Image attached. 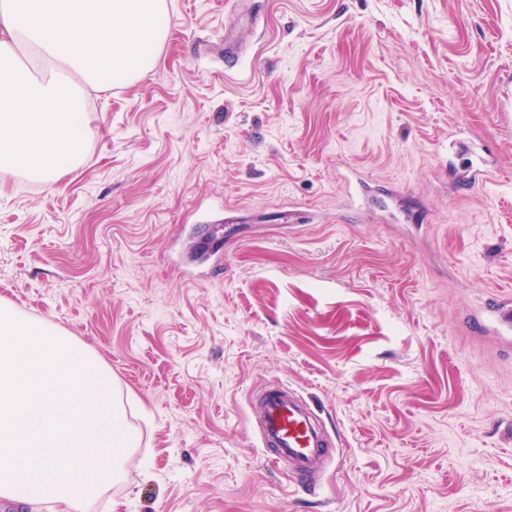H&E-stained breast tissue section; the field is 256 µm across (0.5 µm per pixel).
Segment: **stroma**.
<instances>
[{"instance_id": "35a3bbf8", "label": "stroma", "mask_w": 512, "mask_h": 512, "mask_svg": "<svg viewBox=\"0 0 512 512\" xmlns=\"http://www.w3.org/2000/svg\"><path fill=\"white\" fill-rule=\"evenodd\" d=\"M168 5L157 66L92 93L82 165L0 173V300L134 401L76 512H512V0ZM205 238L223 270L182 275ZM275 381L342 455L316 491L262 460Z\"/></svg>"}]
</instances>
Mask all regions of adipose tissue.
I'll return each instance as SVG.
<instances>
[{
	"mask_svg": "<svg viewBox=\"0 0 512 512\" xmlns=\"http://www.w3.org/2000/svg\"><path fill=\"white\" fill-rule=\"evenodd\" d=\"M166 0H0V171L50 186L82 159L86 88L143 77Z\"/></svg>",
	"mask_w": 512,
	"mask_h": 512,
	"instance_id": "ef3b65f1",
	"label": "adipose tissue"
}]
</instances>
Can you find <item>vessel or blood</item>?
<instances>
[{"mask_svg":"<svg viewBox=\"0 0 512 512\" xmlns=\"http://www.w3.org/2000/svg\"><path fill=\"white\" fill-rule=\"evenodd\" d=\"M256 401L257 434L265 461L273 467L288 463L292 478L316 485L318 475L335 464L337 452L310 404L280 383L260 390Z\"/></svg>","mask_w":512,"mask_h":512,"instance_id":"obj_1","label":"vessel or blood"}]
</instances>
